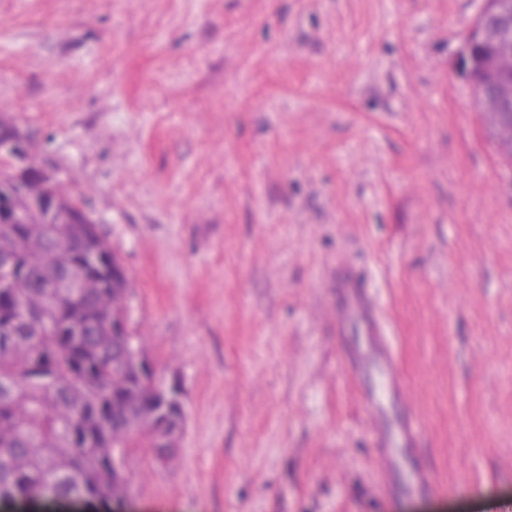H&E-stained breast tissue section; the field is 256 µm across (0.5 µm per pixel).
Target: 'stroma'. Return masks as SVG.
<instances>
[{
  "label": "stroma",
  "instance_id": "stroma-1",
  "mask_svg": "<svg viewBox=\"0 0 512 512\" xmlns=\"http://www.w3.org/2000/svg\"><path fill=\"white\" fill-rule=\"evenodd\" d=\"M479 0H0V125L124 266L183 392L101 512H495L512 502V159L456 61ZM359 276L405 399L337 324ZM410 416L431 494L390 489Z\"/></svg>",
  "mask_w": 512,
  "mask_h": 512
}]
</instances>
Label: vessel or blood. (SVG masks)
<instances>
[{
	"label": "vessel or blood",
	"instance_id": "b4317fda",
	"mask_svg": "<svg viewBox=\"0 0 512 512\" xmlns=\"http://www.w3.org/2000/svg\"><path fill=\"white\" fill-rule=\"evenodd\" d=\"M339 286L342 290L343 310L360 315L372 346L368 352L358 354V361L372 365L381 376V387L372 397L374 404H381L387 395L403 396L404 386L398 373V363L392 350L383 345L380 329L371 314L368 303L359 291L355 280L343 278ZM420 427L416 420L401 422L380 434L378 442L384 453L386 469L399 476L402 485L419 492L432 490L433 483L428 475L407 462L403 451L412 447L419 437Z\"/></svg>",
	"mask_w": 512,
	"mask_h": 512
}]
</instances>
